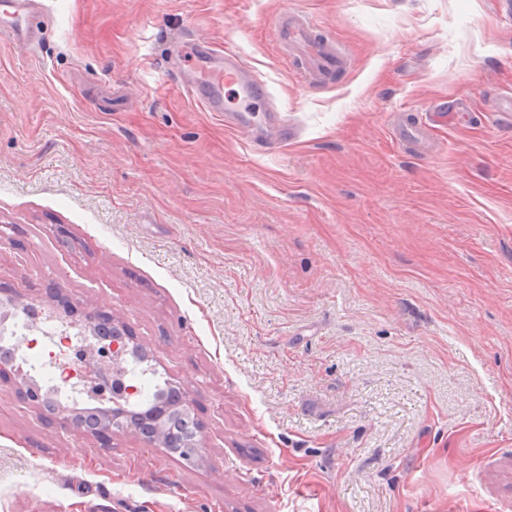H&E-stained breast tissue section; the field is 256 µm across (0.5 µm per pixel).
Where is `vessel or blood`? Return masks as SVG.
Returning <instances> with one entry per match:
<instances>
[{
	"label": "vessel or blood",
	"mask_w": 512,
	"mask_h": 512,
	"mask_svg": "<svg viewBox=\"0 0 512 512\" xmlns=\"http://www.w3.org/2000/svg\"><path fill=\"white\" fill-rule=\"evenodd\" d=\"M5 27L1 29L14 44L31 40L37 0H7ZM274 35L287 60L298 68L306 83L329 80L349 63L348 54L318 34V25L306 14L292 12L278 16ZM194 61L195 80L188 91L206 111L230 114L238 130L254 124L255 103L269 100L267 86L253 73L249 61L235 50L214 49L190 39L185 43Z\"/></svg>",
	"instance_id": "b4317fda"
}]
</instances>
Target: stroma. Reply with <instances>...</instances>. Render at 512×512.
<instances>
[{"label": "stroma", "mask_w": 512, "mask_h": 512, "mask_svg": "<svg viewBox=\"0 0 512 512\" xmlns=\"http://www.w3.org/2000/svg\"><path fill=\"white\" fill-rule=\"evenodd\" d=\"M0 35V287L103 310L201 425L188 462L0 382V512H512V25L494 0H42ZM352 58L308 85L284 10ZM274 109L231 130L182 38ZM457 113L401 144L435 103ZM8 9L4 10V23L6 27L2 32L6 34L15 46L26 43L32 39L33 17L39 3L37 0H4ZM190 50L195 80L188 92L207 112L230 114L239 131L254 125L257 99L268 103L271 93L254 74L249 61L233 49L219 51L190 39L181 48Z\"/></svg>", "instance_id": "1"}]
</instances>
